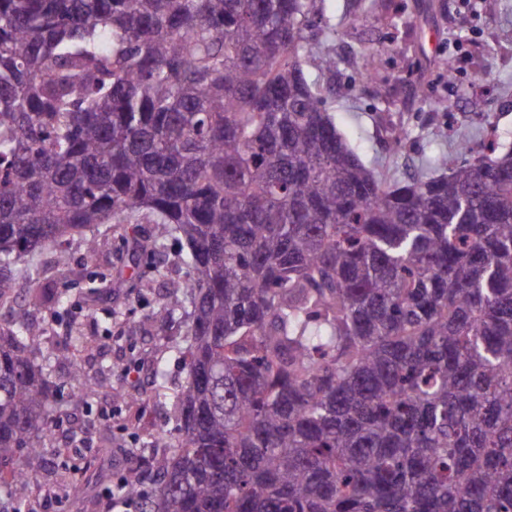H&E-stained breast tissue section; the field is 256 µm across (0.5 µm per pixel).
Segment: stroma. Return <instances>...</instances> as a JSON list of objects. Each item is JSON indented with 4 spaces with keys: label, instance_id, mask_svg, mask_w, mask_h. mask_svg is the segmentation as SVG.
<instances>
[{
    "label": "stroma",
    "instance_id": "obj_1",
    "mask_svg": "<svg viewBox=\"0 0 512 512\" xmlns=\"http://www.w3.org/2000/svg\"><path fill=\"white\" fill-rule=\"evenodd\" d=\"M336 66L319 71L313 57L302 63L307 80L321 92L324 108L359 158L389 182L438 175L431 158L456 162L459 142L481 156L487 134L512 146V0H379L371 12L357 0H316L307 30L316 38L325 26ZM482 80H474L475 71ZM405 132L397 151L392 132ZM149 224H107L97 233L98 252L88 256L81 241L67 263L53 249L38 257L43 287L66 292L68 314L52 307L30 311L49 336L42 354L68 347L74 330L94 337L81 353L84 376L97 385L95 397L73 399L78 381L66 363H53V400L73 440L69 453L52 457L44 490L34 493L30 512H96L118 482H148L143 462L160 435L176 437L178 412L172 398L187 378L179 352L185 344L182 315L163 331L143 328L175 276L180 244L165 239L161 252L138 250L135 236L149 237ZM96 278L103 293L85 291ZM141 364L138 382L125 366ZM168 397H157L158 383ZM141 449L134 458L132 449Z\"/></svg>",
    "mask_w": 512,
    "mask_h": 512
}]
</instances>
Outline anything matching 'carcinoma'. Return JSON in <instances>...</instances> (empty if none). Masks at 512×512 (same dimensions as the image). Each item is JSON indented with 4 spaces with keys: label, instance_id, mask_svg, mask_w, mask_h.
<instances>
[{
    "label": "carcinoma",
    "instance_id": "cac0c4a2",
    "mask_svg": "<svg viewBox=\"0 0 512 512\" xmlns=\"http://www.w3.org/2000/svg\"><path fill=\"white\" fill-rule=\"evenodd\" d=\"M315 0H0V306L102 224L174 237L179 435L139 512H512V147L388 184L302 59ZM48 329L0 324V512L41 487ZM73 337L56 352L83 377Z\"/></svg>",
    "mask_w": 512,
    "mask_h": 512
}]
</instances>
